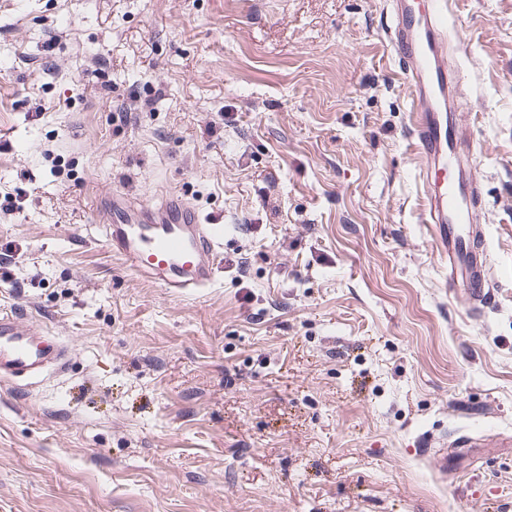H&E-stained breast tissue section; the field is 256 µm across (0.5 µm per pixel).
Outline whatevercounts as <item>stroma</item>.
Wrapping results in <instances>:
<instances>
[{
    "label": "stroma",
    "instance_id": "35a3bbf8",
    "mask_svg": "<svg viewBox=\"0 0 512 512\" xmlns=\"http://www.w3.org/2000/svg\"><path fill=\"white\" fill-rule=\"evenodd\" d=\"M385 0H0V312L70 345L0 381V512H512V0H456L492 300L422 221ZM224 224L178 297L85 223ZM482 443L448 462L440 443Z\"/></svg>",
    "mask_w": 512,
    "mask_h": 512
}]
</instances>
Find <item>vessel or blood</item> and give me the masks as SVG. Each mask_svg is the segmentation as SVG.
<instances>
[{"instance_id":"obj_1","label":"vessel or blood","mask_w":512,"mask_h":512,"mask_svg":"<svg viewBox=\"0 0 512 512\" xmlns=\"http://www.w3.org/2000/svg\"><path fill=\"white\" fill-rule=\"evenodd\" d=\"M384 39L412 91L409 140L422 157L426 187L424 221L448 264V290L478 306L491 297L489 252L478 226L480 175L472 162L474 132L458 108L466 74L448 65L450 0H389ZM107 248L126 267L166 291L191 296L217 280L224 227L171 192L159 203L131 205L120 195L95 207ZM45 328L15 313L0 314V380L32 381L62 369L68 348L45 340Z\"/></svg>"}]
</instances>
